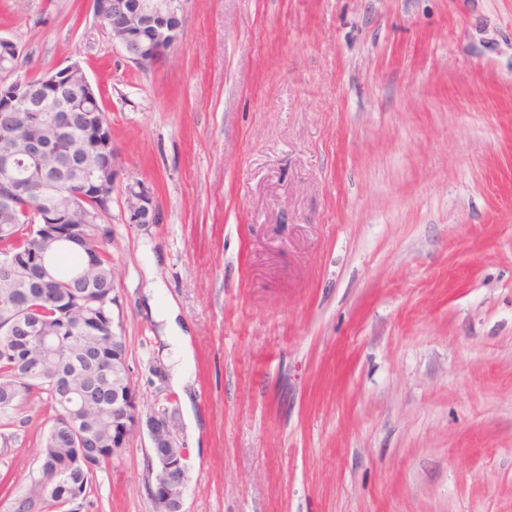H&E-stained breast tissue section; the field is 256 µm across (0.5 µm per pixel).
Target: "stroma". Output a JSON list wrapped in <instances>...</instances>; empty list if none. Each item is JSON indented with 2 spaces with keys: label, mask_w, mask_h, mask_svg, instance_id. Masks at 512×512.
<instances>
[{
  "label": "stroma",
  "mask_w": 512,
  "mask_h": 512,
  "mask_svg": "<svg viewBox=\"0 0 512 512\" xmlns=\"http://www.w3.org/2000/svg\"><path fill=\"white\" fill-rule=\"evenodd\" d=\"M0 37L102 94L128 365L184 512H512V0H187L148 71L91 0H0ZM26 411L0 512L38 475ZM149 454L135 432L82 512H156ZM126 187V201L130 220L134 224H152L155 222L156 207L151 193L137 184ZM163 317L167 322V335L163 337L179 360V364L173 371L172 383L175 387L182 389L187 382V370L193 358V352L189 345V341L184 335L179 334L180 329L176 324L177 311L174 305L168 307L163 313ZM151 446V474L154 469L159 471L155 478L153 492L157 512H183L182 501L185 491V467L183 457L176 450L173 443L176 441L174 425L165 415L150 416L145 421Z\"/></svg>",
  "instance_id": "stroma-1"
}]
</instances>
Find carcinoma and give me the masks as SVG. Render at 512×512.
<instances>
[{"mask_svg":"<svg viewBox=\"0 0 512 512\" xmlns=\"http://www.w3.org/2000/svg\"><path fill=\"white\" fill-rule=\"evenodd\" d=\"M52 108L66 105L76 110L68 138L56 144L69 164L94 151L100 118L105 113L80 110L81 88L73 86L60 94H47ZM28 112H0V125L23 134L40 133L29 123ZM0 257L14 263L13 273L0 272V443L14 438L11 428L24 401L43 394L51 423L40 440L39 476L25 496L15 499L14 512H70L66 503L78 498L83 505L97 473L112 462V381L127 380L125 360L112 364V327L98 321L112 316L114 267L107 246L109 236L96 242L95 267L88 279L78 283L67 274L78 269L83 256L73 250L59 252L55 265L61 278L47 283L39 273L42 242L31 214L19 209L3 217ZM27 326L60 331L55 355L41 361L40 339L13 332L16 319ZM71 372L77 383L95 385L97 397L77 411L57 393L54 371Z\"/></svg>","mask_w":512,"mask_h":512,"instance_id":"1","label":"carcinoma"}]
</instances>
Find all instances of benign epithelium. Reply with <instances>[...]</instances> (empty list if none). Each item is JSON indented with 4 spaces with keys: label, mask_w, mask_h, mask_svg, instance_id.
Returning a JSON list of instances; mask_svg holds the SVG:
<instances>
[{
    "label": "benign epithelium",
    "mask_w": 512,
    "mask_h": 512,
    "mask_svg": "<svg viewBox=\"0 0 512 512\" xmlns=\"http://www.w3.org/2000/svg\"><path fill=\"white\" fill-rule=\"evenodd\" d=\"M183 0H93L94 12L103 27H112V42L125 53L127 60L141 71L154 68L167 50L181 39ZM77 82L85 97L99 102L86 72L78 62H72L54 73L43 75L42 88L29 86V80L10 75L0 81V110L3 112H42L41 100L45 87L60 91ZM23 157L28 164V175L18 181L13 175V163ZM47 143L36 136H20L12 129L0 131V209L7 212L26 201L35 192L52 191L58 174L63 171L57 160L47 167ZM74 185L94 187V197L108 206L116 188V178L106 174V168L90 160L79 166L69 178ZM126 201L130 220L134 224L155 222L156 207L151 193L140 186L126 187ZM134 426L124 424L115 432L112 455L122 454L134 431L147 429L153 457L151 468L158 469L153 492L157 512H182L185 491V467L182 456L173 443L174 425L164 415L142 419L133 410Z\"/></svg>",
    "instance_id": "obj_1"
}]
</instances>
